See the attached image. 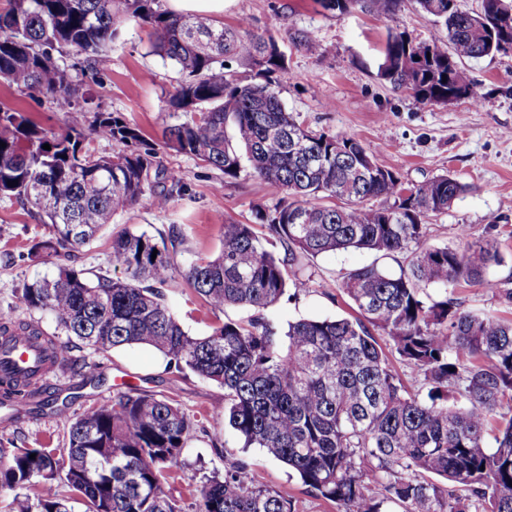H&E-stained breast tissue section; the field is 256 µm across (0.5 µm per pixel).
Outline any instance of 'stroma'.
Here are the masks:
<instances>
[{
    "instance_id": "35a3bbf8",
    "label": "stroma",
    "mask_w": 512,
    "mask_h": 512,
    "mask_svg": "<svg viewBox=\"0 0 512 512\" xmlns=\"http://www.w3.org/2000/svg\"><path fill=\"white\" fill-rule=\"evenodd\" d=\"M243 18L257 33L281 37L299 31L328 45L329 53L319 58L288 47V71L280 82L285 108L311 130L356 138L378 164L397 172L406 183L447 173L465 184L466 192L448 212L430 220L426 243L460 246L463 227L472 237L488 236L502 261L488 270L487 279H512V138L506 136L512 130V55L463 59L477 102L431 106L376 76L388 31L406 32L418 42L441 34L434 17L422 12L414 0H406L394 14L358 10L339 14L324 10L319 0H228L224 25L236 27ZM179 78L170 62L150 53L148 28L129 23L122 39L99 58L94 70L78 73L88 99L84 112L66 114L43 96L0 85V102L26 112L55 133L75 124L88 126L98 111L123 117L157 149L167 171L190 188L189 195L175 199L164 210L144 199L117 212L94 244L81 251L76 268L96 273L111 270L112 238L126 230L175 237L176 261L183 268L218 252L224 220L248 224L255 208L275 205L276 196L250 169L228 179L220 170L165 145L163 101ZM50 233V226L36 212L0 201V313L24 316L19 303L23 284L56 273L57 259L29 253ZM373 260L371 253L350 249L305 261L304 288L296 298L267 308L265 317L282 331L288 322L300 318L354 316L352 302L338 286L340 275ZM169 298L185 329L195 336L209 334L213 325L224 320L249 316L237 308L212 311L183 281L170 290ZM66 356L70 370L48 375L45 385L68 400V409L58 414L36 410L15 420L0 412V439L28 448L64 447L70 417L130 386L174 396L199 424L183 455L179 476L170 486L171 493L184 502H191L193 493L211 476L242 459L250 466L255 486L291 497L296 512H341L336 503L314 496L263 449L243 447L234 430L213 421L214 411L224 404L220 386L192 374L173 378L165 370L162 354L148 347L98 353L75 342Z\"/></svg>"
}]
</instances>
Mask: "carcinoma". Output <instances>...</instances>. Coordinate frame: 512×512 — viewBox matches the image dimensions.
<instances>
[{
  "instance_id": "1",
  "label": "carcinoma",
  "mask_w": 512,
  "mask_h": 512,
  "mask_svg": "<svg viewBox=\"0 0 512 512\" xmlns=\"http://www.w3.org/2000/svg\"><path fill=\"white\" fill-rule=\"evenodd\" d=\"M402 2L334 0L333 11L393 13ZM499 2L486 0L478 15L456 0H416L445 35L416 42L389 33L377 77L426 105L476 101L461 62L494 56L501 40L512 41V0L503 10ZM132 21L150 28V52L182 75L165 101V143L230 179L247 160L278 201L256 211L252 224L225 221L217 255L184 269L165 239L126 230L110 252L121 276L89 277L61 265L53 277L23 285V308L96 351L148 346L163 354L169 372L223 387L216 418L243 447L264 449L343 512H382L385 502L404 512H469L473 500L482 512H512V318L465 310L448 286L496 288L509 303L512 288L485 278L500 254L466 229L461 249L425 246L428 221L467 186L448 174L406 184L388 168H369L358 140L312 131L286 110L278 75L287 57L278 37L252 32L244 19L218 27L163 0H9L0 11V82L81 112L77 65L94 68ZM286 39L322 55L324 44L302 33ZM230 60L247 62L251 80H240ZM93 138L118 150L95 157L86 149ZM0 141V201L36 209L52 228L31 248L37 256L71 260L118 211L145 196L165 209L188 192L139 130L109 112L95 113L87 131L55 134L0 103ZM348 248L405 254L408 263L397 274L372 263L342 277L354 319L302 318L278 333L263 311L288 287L299 288L302 260ZM179 277L212 310L253 315L190 335L163 290ZM432 285L443 293L429 295ZM381 336L422 376L427 398L395 373ZM19 338L50 364L63 362V346L34 321L1 314L0 341ZM38 380L34 370L0 371V406L57 412ZM195 430L173 397L130 387L72 418L60 451L1 445L0 493L14 492L5 512H70L54 484L59 475L87 512H184L168 486ZM489 432L493 448L484 447ZM192 512L296 510L281 492L255 487L248 464L238 461L193 495Z\"/></svg>"
}]
</instances>
